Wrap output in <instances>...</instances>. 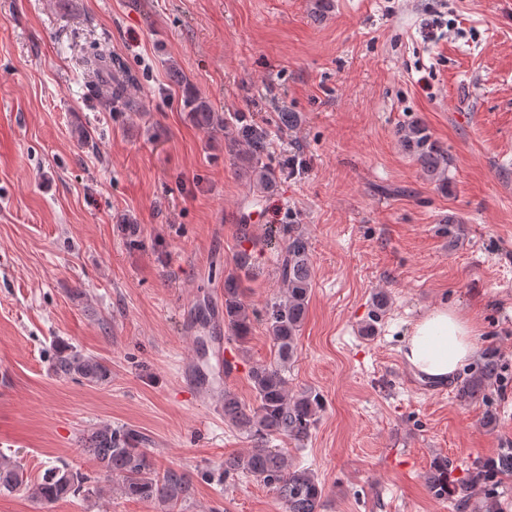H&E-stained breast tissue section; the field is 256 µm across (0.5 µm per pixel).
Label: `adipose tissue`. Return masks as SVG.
<instances>
[{
    "instance_id": "ef3b65f1",
    "label": "adipose tissue",
    "mask_w": 512,
    "mask_h": 512,
    "mask_svg": "<svg viewBox=\"0 0 512 512\" xmlns=\"http://www.w3.org/2000/svg\"><path fill=\"white\" fill-rule=\"evenodd\" d=\"M476 328L457 308H431L412 326L404 344L406 363L423 378L448 382L477 353Z\"/></svg>"
}]
</instances>
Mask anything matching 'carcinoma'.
Here are the masks:
<instances>
[{"mask_svg":"<svg viewBox=\"0 0 512 512\" xmlns=\"http://www.w3.org/2000/svg\"><path fill=\"white\" fill-rule=\"evenodd\" d=\"M88 68L99 73L107 87L106 99L113 108L139 111L140 105L128 96L136 77L119 56L92 55L85 59ZM184 107L199 127L208 130L224 129V116L212 111L202 99L188 95ZM237 136L249 144L253 157V173L262 186L276 178L275 172L263 165L266 143L262 133L245 124ZM403 147L416 157L427 175L439 179L444 175L443 152L430 141L420 127L404 131ZM252 253L242 249L236 257V272L224 277V320L234 339L244 342L252 319L242 301L240 272L248 271ZM282 278L287 284L284 297L271 303L267 311V330L277 347V362L251 367L249 379L255 390L257 404L247 407L230 391H224V420L247 433L254 447L240 455L224 458V473L244 474L275 489L285 512H322L325 490L314 474L307 469H292L287 458L277 449L268 447L274 437L302 441L309 436L321 410L320 396L311 391L293 393L285 377L288 364L297 353L300 328L306 316L312 286L307 241L294 230H288V245L281 259ZM52 368L57 374L75 376L89 385L98 386L109 380V369L94 355H84L66 347L56 351ZM500 365L487 354L461 388V395L474 398L485 393L489 383L499 376ZM85 450L98 463L106 476L121 479V490L129 496L156 502L173 512L186 501L189 480L185 474L168 468L159 471L143 448L145 437L128 427L114 428L108 424L93 428L83 435ZM434 496H448V461L438 462L427 478ZM23 491L35 502L47 505L68 497L88 498L97 492L91 478L63 465L46 473L41 479H29L20 462L0 458V493Z\"/></svg>","mask_w":512,"mask_h":512,"instance_id":"carcinoma-1","label":"carcinoma"}]
</instances>
